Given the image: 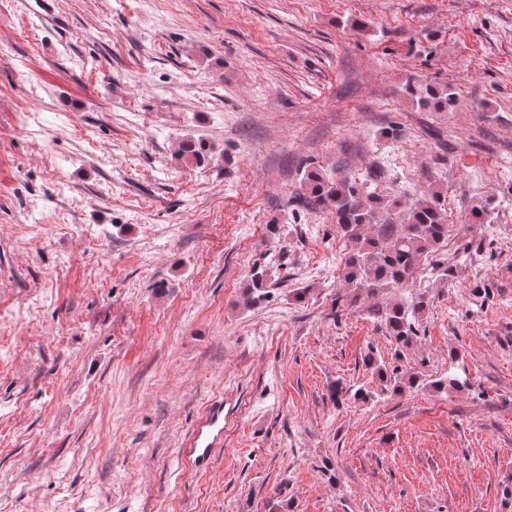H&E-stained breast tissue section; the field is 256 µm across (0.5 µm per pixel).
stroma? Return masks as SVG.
Returning a JSON list of instances; mask_svg holds the SVG:
<instances>
[{"mask_svg": "<svg viewBox=\"0 0 512 512\" xmlns=\"http://www.w3.org/2000/svg\"><path fill=\"white\" fill-rule=\"evenodd\" d=\"M311 162L442 189L440 256L483 258L399 289L429 298L406 364L458 351L470 390L372 380L389 296L344 287ZM0 512H512V0H0ZM405 94L414 107L422 112H453L458 105V92L451 84H434L411 76ZM268 280V271L264 268H255L251 277L243 289V304L246 307L256 305L260 300L268 294L266 283ZM224 442V398L215 399L192 430L183 449L184 455L198 468L206 470L211 452Z\"/></svg>", "mask_w": 512, "mask_h": 512, "instance_id": "obj_1", "label": "stroma"}]
</instances>
